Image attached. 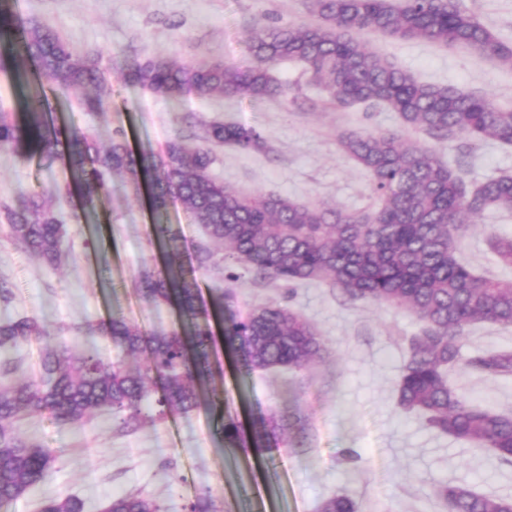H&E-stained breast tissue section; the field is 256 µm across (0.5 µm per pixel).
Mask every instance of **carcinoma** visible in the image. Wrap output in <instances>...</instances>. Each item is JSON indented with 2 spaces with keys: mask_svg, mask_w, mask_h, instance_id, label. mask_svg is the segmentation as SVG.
I'll return each mask as SVG.
<instances>
[{
  "mask_svg": "<svg viewBox=\"0 0 512 512\" xmlns=\"http://www.w3.org/2000/svg\"><path fill=\"white\" fill-rule=\"evenodd\" d=\"M318 22L270 24L251 38V65L172 64L135 60L117 82L178 99L198 96L297 100L299 93L275 76L285 62L300 66L338 108L381 107L407 128L438 139L465 135L476 142L512 147V109L453 86L424 83L384 55L366 48L358 35L378 32L398 40H424L474 49L512 69V46L497 38L459 0H312ZM24 48L35 69L64 88L91 87L81 99L90 111L112 103L114 81L100 61L74 54L53 31L37 24L0 28V61ZM154 152L132 150L122 133L101 147L93 136L61 129L46 117L38 99L24 105V119L0 113V150L20 152L34 144L49 160L62 158L84 177L85 203L111 192L106 176L121 174L135 186L146 182L155 211L176 201L215 244L224 247V279L238 270L285 288L327 282L349 297L392 304L409 311L420 333L397 380V405L429 428L456 441L490 448L512 463V414L496 411L459 393L451 381L462 362V333L476 323L512 327V284L477 272L464 262L459 245L469 218L488 209L512 213V175L475 187L436 151L393 132L353 131L337 137L339 147L369 175L377 205L350 213L273 194L245 195L212 177L211 146L268 150L253 127L211 122L189 124ZM0 223L9 237L45 263L56 266L67 252L65 224L37 191L17 202H0ZM497 264L512 266V239L493 236ZM215 253L197 248L189 270L140 275V296L148 303L175 302L190 325L184 333L154 330L114 313L95 332L117 351L105 361L94 344L73 354L62 342L45 343L39 373L0 387V504L14 501L48 476L55 451L22 436L15 422L46 413L59 425L79 427L110 412L134 429L201 404L199 384L212 376L215 336L210 318L221 323L224 343L250 371L306 369L323 357L325 340L286 304L261 305L241 315L224 310V297L202 298L196 272L215 264ZM37 315L0 322V352L32 340H47ZM143 354L145 363L127 359ZM468 365L489 376L512 374V352L477 356ZM287 422L274 415L254 422L249 434L238 423L222 425L232 444L270 450L285 441ZM452 512H512V502L476 493L463 485L439 491ZM346 496L324 499L318 512H355ZM41 512H85L78 497L47 499ZM104 512H162L154 499L127 493L112 497Z\"/></svg>",
  "mask_w": 512,
  "mask_h": 512,
  "instance_id": "obj_1",
  "label": "carcinoma"
}]
</instances>
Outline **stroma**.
<instances>
[{
  "mask_svg": "<svg viewBox=\"0 0 512 512\" xmlns=\"http://www.w3.org/2000/svg\"><path fill=\"white\" fill-rule=\"evenodd\" d=\"M494 35L512 43V0H460ZM7 20L37 23L54 30L78 55L99 59L120 75L134 59L244 67L250 64L253 32L271 22L310 24L317 17L311 0H11ZM365 45L386 56L419 81L481 94L512 108V70L478 52L427 41H395L378 33ZM43 91L57 123L109 143L123 130L137 151L156 149L178 133V118L193 113L208 122L256 128L268 151L244 152L217 145L211 174L235 191L275 194L349 211L367 210L376 199L367 173L337 145L345 130L401 132L435 146L468 185L512 174V147L492 141L472 143L459 136L439 143L425 132L404 129L396 113L358 105L339 109L328 100L300 111L288 102L200 97L180 100L126 86L107 112H90L82 91H61L32 78ZM27 87V88H30ZM27 88L14 79L13 63L0 66V111L16 112ZM110 195L95 203L88 221L81 210L79 183L64 161L44 159L35 148L25 154L0 151V200L22 189L43 194L64 222L69 252L58 266L0 239V279L13 292L0 304V319L36 314L55 340L71 350L85 341L80 328L122 311L145 330L179 328L172 303L144 302L137 288L142 270H162L167 257L157 243L154 221L179 229L183 247L175 263H187L207 237L177 204L154 215L147 187L133 188L119 175ZM512 238V213L489 210L474 218L461 243L470 265L512 283V267L496 264L491 236ZM204 300L229 293L240 313L278 301L307 319L323 336L322 360L304 370L246 371L225 348L215 358L223 373L211 382L224 394V407H198L155 425L123 432L111 416L98 415L82 430L59 427L45 414H29L17 430L53 448L50 476L0 512H40L57 495L82 499L86 512H103L112 496L140 492L159 501L164 512H188L197 496L212 494L223 512H317L321 501L345 495L359 512H446L441 486L463 484L475 492L512 500V464L492 449L453 440L405 416L396 400L408 340L419 323L393 305L351 302L323 283L292 289L256 283L249 274L225 281L223 267L199 278ZM512 351V327L467 326L463 356ZM469 399L512 412V375L492 378L466 367L452 376ZM275 414L300 426L278 450L261 455L228 446L222 422L250 428Z\"/></svg>",
  "mask_w": 512,
  "mask_h": 512,
  "instance_id": "obj_1",
  "label": "stroma"
}]
</instances>
